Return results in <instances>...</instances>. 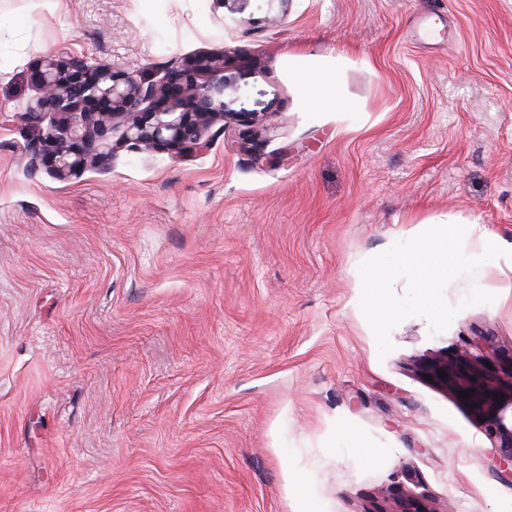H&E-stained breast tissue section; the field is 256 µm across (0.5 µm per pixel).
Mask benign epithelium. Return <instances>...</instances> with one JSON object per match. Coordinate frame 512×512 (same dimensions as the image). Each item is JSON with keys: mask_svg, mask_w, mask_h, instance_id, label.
Instances as JSON below:
<instances>
[{"mask_svg": "<svg viewBox=\"0 0 512 512\" xmlns=\"http://www.w3.org/2000/svg\"><path fill=\"white\" fill-rule=\"evenodd\" d=\"M264 2L268 20L276 21L293 0ZM30 81L37 96L25 118L41 126V134L29 146L28 166L43 168L59 181L107 161L118 146L190 161L207 149L208 132L218 122L224 128L245 127L248 148L261 139L258 113L232 108L236 80L226 73L222 53L186 56L148 82L104 60L67 65L44 57L32 65ZM116 131L121 136L114 144ZM441 370L443 382L471 392L468 402L484 419L499 479L512 484V380L504 382L486 371L464 373L446 362L432 373ZM497 395L503 402H496Z\"/></svg>", "mask_w": 512, "mask_h": 512, "instance_id": "obj_1", "label": "benign epithelium"}]
</instances>
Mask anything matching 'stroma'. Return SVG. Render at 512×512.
<instances>
[{"label":"stroma","instance_id":"35a3bbf8","mask_svg":"<svg viewBox=\"0 0 512 512\" xmlns=\"http://www.w3.org/2000/svg\"><path fill=\"white\" fill-rule=\"evenodd\" d=\"M0 0V512H512L436 362L512 373V275L379 358L364 259L456 214L512 244V0ZM220 52L263 115L191 161L28 166L42 55L151 80ZM339 72L341 111L304 79ZM370 449L363 459L361 449ZM307 474V496L286 481Z\"/></svg>","mask_w":512,"mask_h":512}]
</instances>
